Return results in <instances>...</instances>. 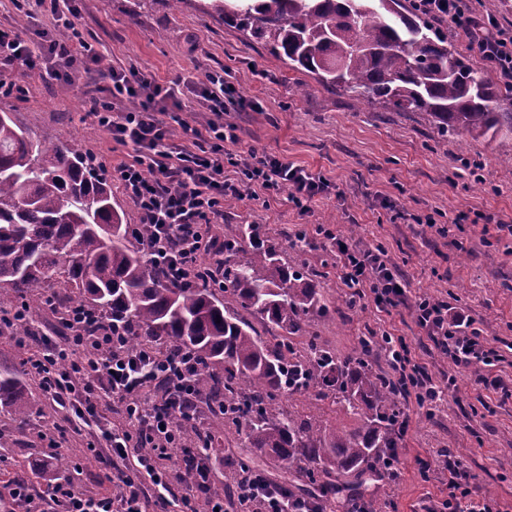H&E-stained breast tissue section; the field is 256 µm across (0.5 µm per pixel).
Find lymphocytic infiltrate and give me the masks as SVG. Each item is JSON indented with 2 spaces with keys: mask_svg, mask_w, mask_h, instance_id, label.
<instances>
[{
  "mask_svg": "<svg viewBox=\"0 0 512 512\" xmlns=\"http://www.w3.org/2000/svg\"><path fill=\"white\" fill-rule=\"evenodd\" d=\"M412 2L425 15L462 32L496 70L512 79V30L490 16H476L468 0ZM59 22L70 37L49 41L41 52L54 63L52 78L71 84L99 57L73 18L63 14ZM200 85L215 119L199 128L186 127L182 143L174 142L163 119L162 104L172 99L173 89L156 80L132 79L115 68L99 73L91 109L113 140L132 149L117 168L118 179L141 223L152 229L144 246L149 260L163 265L176 282L185 281L204 254L213 255V267L221 268L224 242L210 227L223 222L226 200L266 202L284 193L303 215L315 197L333 189L326 177L285 157L254 149L244 156L230 152L229 144L238 140L237 126L223 122L222 116L241 111L243 104L221 73H205ZM134 99L139 107L128 108ZM316 232L334 252L351 297L372 296L384 311L410 304L416 325L444 359L474 370L484 387L512 391L497 372L506 360L504 352L488 343L471 316L437 298L408 299V281L383 251L346 244L337 230L323 224ZM391 343L385 358L404 400L420 407L440 401L454 378L429 373L404 337H392ZM194 368L192 356L171 360L149 344L130 352L112 326L83 314L68 318L56 337H44L33 373L45 382L48 400L62 411L72 432L93 436L97 448L111 457L112 492L93 496L73 482L59 481L47 495L38 496L14 476L4 483L6 512H147L152 502L175 505L176 512H224L223 496L212 491L209 463L172 453L182 440V421L200 420L206 412L192 382ZM103 402L120 405V427L103 426L97 412ZM441 473L448 492L434 499L427 512H508L493 498L474 497L473 476L453 454H446ZM242 483L238 512H322L316 499L285 508L278 488L264 475L243 476Z\"/></svg>",
  "mask_w": 512,
  "mask_h": 512,
  "instance_id": "lymphocytic-infiltrate-1",
  "label": "lymphocytic infiltrate"
}]
</instances>
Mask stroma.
I'll use <instances>...</instances> for the list:
<instances>
[{
	"instance_id": "35a3bbf8",
	"label": "stroma",
	"mask_w": 512,
	"mask_h": 512,
	"mask_svg": "<svg viewBox=\"0 0 512 512\" xmlns=\"http://www.w3.org/2000/svg\"><path fill=\"white\" fill-rule=\"evenodd\" d=\"M84 39L111 67L166 84L180 81L181 108H169L190 125L211 119L193 80L220 71L245 107L230 113L239 141L232 150L264 149L321 173L339 188L336 196L315 197L306 215H299L286 196L269 206L239 202L214 225L223 236L228 224H264L290 241L305 231L313 246L304 255L307 266L325 273L323 286L336 302L335 321L319 323L322 341L343 354L357 336L385 330L405 337L420 362L434 375L456 381L432 412L409 406L410 425L403 441L404 477L391 487L368 482L365 494L380 504L397 501L402 512H423L422 498L440 494L437 480L423 481L421 466L437 471L441 451L452 450L476 476V491L512 504V397L479 384L473 370L454 367L417 327L410 307L378 311L367 299L346 308L347 290L335 267H322L326 245L315 229L353 224L357 241L386 250L410 283L414 295H428L465 310L499 347L512 345V236L482 232L480 214H495L512 225V137L486 140L459 133L439 139L426 114L394 112L384 106L357 107L344 94L320 86L312 75L291 69L283 57L246 35L222 17L189 6L169 8L164 0H66ZM14 29L31 46L53 39L58 25L50 0H36L30 11L17 10L14 0H0V28ZM0 78L25 87V95L0 93V112L31 133H54L76 143L103 163L112 201L135 224L139 215L114 169L127 147L90 116L85 83L61 93L46 79L45 65L18 66ZM307 95H297L298 86ZM477 161L480 188L466 161ZM393 210H386L385 202ZM434 225L423 224V216ZM447 226L439 235L436 225ZM59 415L47 411L24 423L0 421V473L23 475L37 493H46L44 464L60 460L80 465L77 484L90 494L112 491V466L96 455L85 437L68 435L63 447H48L42 435Z\"/></svg>"
}]
</instances>
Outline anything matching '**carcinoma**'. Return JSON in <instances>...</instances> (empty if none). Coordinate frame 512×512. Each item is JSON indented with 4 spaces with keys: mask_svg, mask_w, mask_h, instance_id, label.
<instances>
[{
    "mask_svg": "<svg viewBox=\"0 0 512 512\" xmlns=\"http://www.w3.org/2000/svg\"><path fill=\"white\" fill-rule=\"evenodd\" d=\"M202 11L360 104L424 112L476 139L512 136V111L499 106L512 90L478 76L402 0H204ZM150 234L147 224L130 231L91 157L0 113V304L27 305V320L0 330L30 335L44 301L89 307L131 349L196 357L210 418L251 451L225 481L271 455L300 481L280 483L286 500L319 496L329 512L340 494L362 493L403 441L401 391L370 361L379 342L365 336L346 355L322 344L315 327L331 310L317 279L288 264L260 224L225 226L222 286L207 265L189 283L170 282L144 251ZM28 364L0 371V414L39 412L19 395Z\"/></svg>",
    "mask_w": 512,
    "mask_h": 512,
    "instance_id": "cac0c4a2",
    "label": "carcinoma"
}]
</instances>
